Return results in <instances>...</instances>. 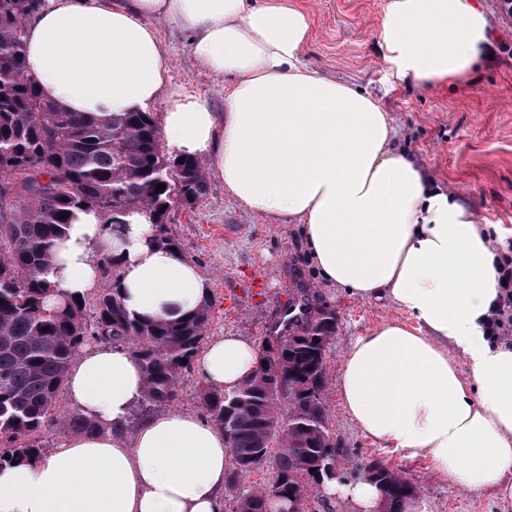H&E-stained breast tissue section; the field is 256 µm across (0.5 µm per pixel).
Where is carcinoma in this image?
Instances as JSON below:
<instances>
[{"label":"carcinoma","instance_id":"carcinoma-1","mask_svg":"<svg viewBox=\"0 0 512 512\" xmlns=\"http://www.w3.org/2000/svg\"><path fill=\"white\" fill-rule=\"evenodd\" d=\"M26 2L0 0V467L45 454L67 374L92 342L130 347L146 378L145 409L177 403L207 339L213 304L181 319H138L123 306L121 263L109 253L94 255L103 286L79 300L43 277L52 242L66 235L77 210H94L115 226L123 213L144 208L155 242L183 251L167 228L172 192L193 205L206 195L207 181L199 160L166 157L150 112L96 117L45 101L23 70ZM160 183L165 190L157 193ZM302 304L300 315L288 319L302 338L282 350L278 368L262 365L268 357L261 353V364L235 391L199 390L201 406L228 432L234 453L226 485L241 491L231 512H269L270 494L252 492L244 479L271 458L273 492L283 501L306 500L344 479L325 469L336 454L325 405L336 315ZM99 429L75 410L66 432ZM359 475L378 486L384 512H405L415 497L413 486L377 459Z\"/></svg>","mask_w":512,"mask_h":512}]
</instances>
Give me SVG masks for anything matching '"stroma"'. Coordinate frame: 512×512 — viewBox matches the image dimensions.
I'll return each instance as SVG.
<instances>
[{"label":"stroma","instance_id":"obj_1","mask_svg":"<svg viewBox=\"0 0 512 512\" xmlns=\"http://www.w3.org/2000/svg\"><path fill=\"white\" fill-rule=\"evenodd\" d=\"M308 13L313 37L303 61L310 68L377 97L394 128V144L407 150L448 193L464 197L473 220L495 230V246L512 256V14L501 0H475L493 35L489 60L474 82L456 87L399 81L386 60L381 21L393 0H294ZM167 82L151 105L161 116L168 98L205 99L213 111L226 109V80L192 58L190 37L157 18ZM206 195L191 206L174 205L168 230L212 284L215 338L226 334L259 341L295 294L296 280L309 286L313 307L334 312L338 325L328 351L337 368L351 343L369 328L404 319L386 300H358L317 282L294 222L250 211L208 176ZM329 428L341 451L346 481L365 462L378 459L417 488L429 512H501L438 480L420 457L381 447L366 438L346 412L335 384H328Z\"/></svg>","mask_w":512,"mask_h":512}]
</instances>
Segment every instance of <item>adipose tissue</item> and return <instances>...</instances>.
I'll return each instance as SVG.
<instances>
[{"label":"adipose tissue","instance_id":"adipose-tissue-1","mask_svg":"<svg viewBox=\"0 0 512 512\" xmlns=\"http://www.w3.org/2000/svg\"><path fill=\"white\" fill-rule=\"evenodd\" d=\"M157 18L189 33L198 65L234 80L222 112L170 98L168 146L206 159L251 211L297 221L319 281L408 315L347 350L337 387L348 414L375 443L426 459L440 480L512 512V341L488 330L501 294L488 228L394 147L377 100L303 63L310 19L283 0H50L26 28L24 69L66 111H145L167 77ZM381 33L398 78L430 85L466 79L488 42L474 0H394ZM154 234L139 210L116 227L75 212L45 277L65 294L89 293L100 282L93 253L112 252L131 315L191 314L211 282ZM258 361L254 342L226 335L207 343L197 368L230 392ZM68 390L100 432L66 435L38 461L0 468V512H226L233 454L215 425L171 410L125 438L144 392L130 350H89Z\"/></svg>","mask_w":512,"mask_h":512}]
</instances>
